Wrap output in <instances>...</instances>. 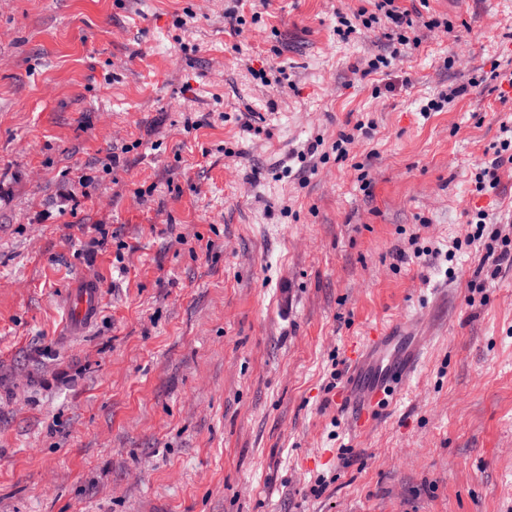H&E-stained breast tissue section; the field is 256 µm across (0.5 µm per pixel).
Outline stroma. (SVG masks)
<instances>
[{"label":"stroma","instance_id":"35a3bbf8","mask_svg":"<svg viewBox=\"0 0 512 512\" xmlns=\"http://www.w3.org/2000/svg\"><path fill=\"white\" fill-rule=\"evenodd\" d=\"M249 2L233 38L234 0H0V512H512V267L445 260L479 210L512 239V168L474 184L512 99L469 84L512 0H398L454 29L376 82L360 0ZM388 326L423 360L358 431L334 390ZM100 307L101 289L99 284L92 279H83L71 290L67 317L75 326L80 327L91 322Z\"/></svg>","mask_w":512,"mask_h":512}]
</instances>
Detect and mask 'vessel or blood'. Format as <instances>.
Listing matches in <instances>:
<instances>
[{"label": "vessel or blood", "mask_w": 512, "mask_h": 512, "mask_svg": "<svg viewBox=\"0 0 512 512\" xmlns=\"http://www.w3.org/2000/svg\"><path fill=\"white\" fill-rule=\"evenodd\" d=\"M101 307V289L92 279L81 280L71 291L67 315L77 326L85 325L97 315ZM388 339L383 330H376L365 341L352 344L349 359L352 370L369 369L371 384L364 389L347 386L336 398L337 404L349 412L358 429L372 426L376 417L395 398L396 389L403 385L421 362L420 353L410 354L402 366H394L386 353Z\"/></svg>", "instance_id": "1"}]
</instances>
